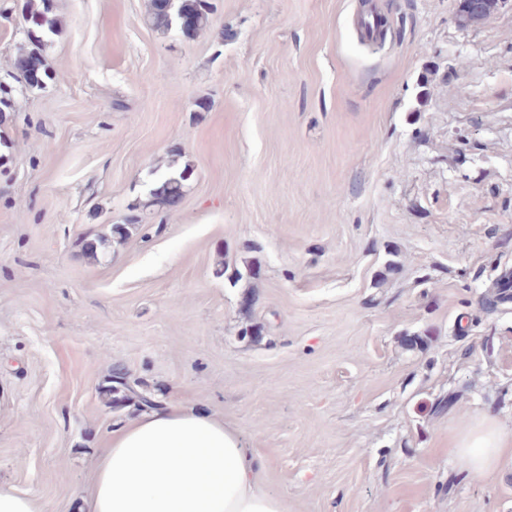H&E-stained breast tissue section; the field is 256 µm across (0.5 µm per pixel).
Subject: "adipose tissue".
Instances as JSON below:
<instances>
[{
    "mask_svg": "<svg viewBox=\"0 0 512 512\" xmlns=\"http://www.w3.org/2000/svg\"><path fill=\"white\" fill-rule=\"evenodd\" d=\"M473 473L493 475L512 438L484 415L450 435ZM262 461L212 411L170 403L116 428L100 455L87 512H285L258 488Z\"/></svg>",
    "mask_w": 512,
    "mask_h": 512,
    "instance_id": "1",
    "label": "adipose tissue"
}]
</instances>
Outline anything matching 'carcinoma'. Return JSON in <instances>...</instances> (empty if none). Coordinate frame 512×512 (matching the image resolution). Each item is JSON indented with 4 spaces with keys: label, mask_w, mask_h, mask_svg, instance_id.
Segmentation results:
<instances>
[{
    "label": "carcinoma",
    "mask_w": 512,
    "mask_h": 512,
    "mask_svg": "<svg viewBox=\"0 0 512 512\" xmlns=\"http://www.w3.org/2000/svg\"><path fill=\"white\" fill-rule=\"evenodd\" d=\"M165 0H151L147 22L156 28L176 27L180 33L191 38L209 24V12L206 0H173L172 5H164ZM21 14L26 25V35L32 48L17 59L16 81L29 89L45 87L48 73L41 54V44L45 38L58 31V19L53 13L52 0H23ZM186 171H171L158 175L150 185L148 198L129 207L133 214L126 217L124 223L112 225V232L122 236L132 226L141 221L136 210L150 207L172 210L176 208L184 194ZM105 245L100 236L86 237L81 241V252L89 258L98 257L99 250ZM102 395L109 405L120 407L134 401H147L148 392H137L129 384L124 369L115 365L102 388Z\"/></svg>",
    "instance_id": "cac0c4a2"
}]
</instances>
